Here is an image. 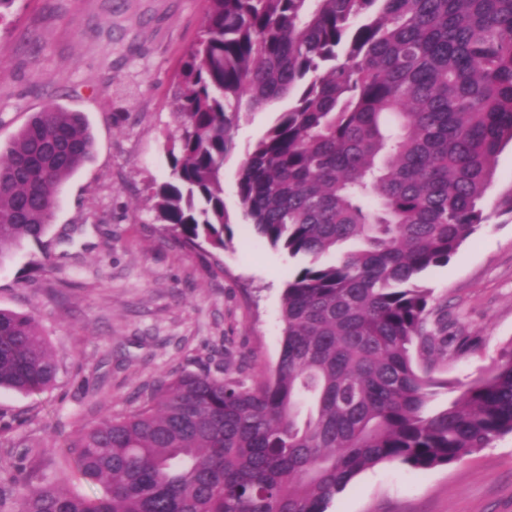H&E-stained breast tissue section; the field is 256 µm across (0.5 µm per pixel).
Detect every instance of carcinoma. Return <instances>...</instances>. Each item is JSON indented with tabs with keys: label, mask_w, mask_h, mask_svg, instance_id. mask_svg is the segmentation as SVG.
Segmentation results:
<instances>
[{
	"label": "carcinoma",
	"mask_w": 512,
	"mask_h": 512,
	"mask_svg": "<svg viewBox=\"0 0 512 512\" xmlns=\"http://www.w3.org/2000/svg\"><path fill=\"white\" fill-rule=\"evenodd\" d=\"M174 107L155 223L223 270L224 162L239 114L287 101L236 179L243 218L303 264L284 291L274 375L210 370L83 426L16 512H327L363 471H426L512 434V346L426 412L448 312L417 284L491 213L512 142V0H207ZM82 112L49 106L0 147V260L48 231L89 158ZM336 255L333 262L323 261ZM58 364L35 318L0 309V388L41 393ZM101 488L70 487V472ZM512 188V143L507 144L498 155L493 185L488 193L486 205L491 209L496 197Z\"/></svg>",
	"instance_id": "cac0c4a2"
}]
</instances>
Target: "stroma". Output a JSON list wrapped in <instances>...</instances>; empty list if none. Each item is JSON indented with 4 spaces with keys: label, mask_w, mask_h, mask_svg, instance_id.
Here are the masks:
<instances>
[{
    "label": "stroma",
    "mask_w": 512,
    "mask_h": 512,
    "mask_svg": "<svg viewBox=\"0 0 512 512\" xmlns=\"http://www.w3.org/2000/svg\"><path fill=\"white\" fill-rule=\"evenodd\" d=\"M206 10V0H15L0 20V146L50 105L84 113L94 135L48 232L0 260V308L33 316L59 366L45 392L0 391V468L52 469L79 426L137 408L158 378L229 356L251 382L277 363L283 294L300 261L258 236L236 196L239 164L276 107L241 114L224 163L233 239L223 272L168 242L145 192L168 178L171 95ZM419 283L470 340L434 372L444 381L435 412L512 344V216L493 215ZM34 443L43 455L24 458ZM327 512H512V435L427 472L380 463Z\"/></svg>",
    "instance_id": "1"
}]
</instances>
